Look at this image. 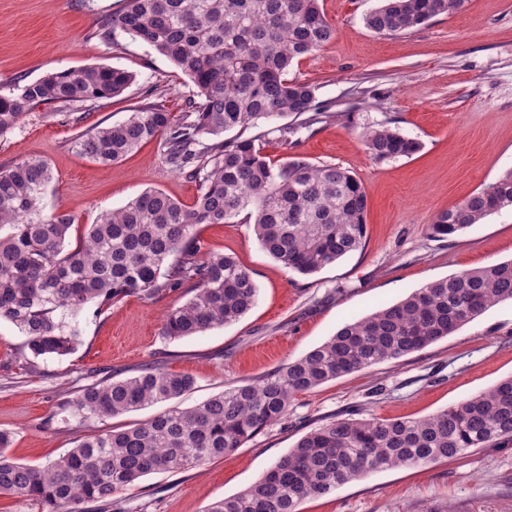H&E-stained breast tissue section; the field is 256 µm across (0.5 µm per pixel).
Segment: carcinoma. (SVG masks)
<instances>
[{
  "mask_svg": "<svg viewBox=\"0 0 512 512\" xmlns=\"http://www.w3.org/2000/svg\"><path fill=\"white\" fill-rule=\"evenodd\" d=\"M469 0H383L365 18L380 35L407 32ZM119 29L152 47L193 84L199 101L177 117L149 101L128 118L97 126L74 141L99 164L123 160L158 139L176 170L198 183L185 205L147 190L103 213L71 241L74 218L47 209L48 163L21 159L0 169V320L25 336L21 355L36 360L73 353L82 320L131 294L151 300L191 285L192 296L165 318L169 340L240 320L257 287L231 256L202 253L196 229L246 213L263 249L286 268L312 275L358 250L366 236L367 197L350 171L293 160L275 166L257 139L224 133L260 120L326 109L307 82L288 78L293 62L335 36L320 0H124L103 20L102 35ZM133 75L98 65L49 73L0 96V135L50 103L121 96ZM365 144L377 160L408 156L419 143L390 129L371 130ZM512 207V170L440 212L430 234L449 238ZM512 300V260L436 280L405 299L347 323L322 345L281 364L253 384L228 387L200 405L173 406L123 430L86 436L41 467L13 460L0 432V496L39 502L44 512H88L85 504L114 496L156 472L196 468L242 447L285 419L291 402L322 384L420 351L488 308ZM194 386L186 374L156 365L137 375L97 381L64 407L80 420L117 417L181 397ZM512 442V377L429 417L411 420L337 418L306 434L257 481L206 512H299L310 497L377 470L422 467L471 448Z\"/></svg>",
  "mask_w": 512,
  "mask_h": 512,
  "instance_id": "carcinoma-1",
  "label": "carcinoma"
}]
</instances>
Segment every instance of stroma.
<instances>
[{"label":"stroma","mask_w":512,"mask_h":512,"mask_svg":"<svg viewBox=\"0 0 512 512\" xmlns=\"http://www.w3.org/2000/svg\"><path fill=\"white\" fill-rule=\"evenodd\" d=\"M335 37L295 62L290 78L311 84L327 109L288 143L263 139L280 164L301 159L349 170L365 189L361 249L312 275L286 268L238 218L203 224L204 251L235 257L258 288L239 321L179 340L162 334L167 311L190 297L181 288L146 300L130 295L88 309L73 354L29 366L24 341L0 321V430L12 434L11 458L38 466L83 437L144 422L152 405L117 418L80 421L63 411L85 385L134 376L154 363L190 375L194 406L227 387L257 382L334 336L345 323L394 304L425 284L512 259V209L487 216L450 238L432 237L439 212L512 169V0H469L411 31L383 36L365 17L380 0H321ZM121 0H0V94L18 81L73 67L109 65L133 73L124 94L87 105L72 121L67 106L41 105L0 135V168L48 161L46 203L72 215L80 234L103 211L147 189L192 203L198 185L172 169L159 141L104 166L82 157L73 140L124 121L145 96L182 114L195 89L147 44L117 31L99 34ZM387 127L414 139L418 152L378 161L363 131ZM512 376V302L505 301L421 351L324 383L296 397L287 417L224 457L181 472L153 473L117 495L126 512H205L254 483L296 442L327 419H420ZM300 512H512V443L473 448L427 467L382 470L302 502Z\"/></svg>","instance_id":"stroma-1"}]
</instances>
